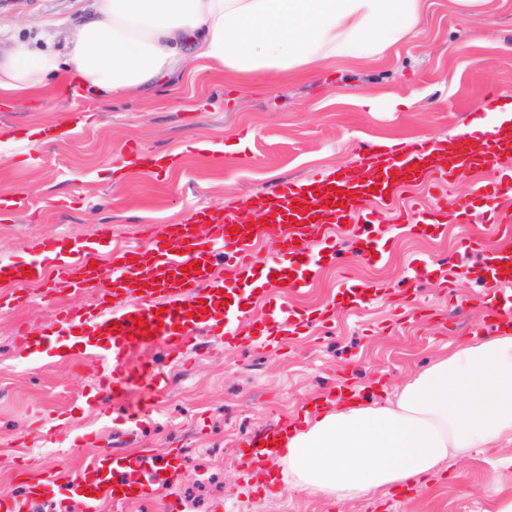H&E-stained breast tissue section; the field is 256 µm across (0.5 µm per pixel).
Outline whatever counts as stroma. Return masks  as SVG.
Masks as SVG:
<instances>
[{"label":"stroma","instance_id":"stroma-1","mask_svg":"<svg viewBox=\"0 0 512 512\" xmlns=\"http://www.w3.org/2000/svg\"><path fill=\"white\" fill-rule=\"evenodd\" d=\"M92 3L0 0V41L22 38L62 49L70 26ZM67 85L61 76L25 103L0 99L1 128H74L34 149L14 143L10 156L0 158V194L27 201L20 210L0 209V259L23 260L36 238L95 240L101 224L112 227V247H125L137 242L143 226L182 224L205 207L232 212L243 197L276 182L353 167L368 143L451 139L491 99L512 105V0H485L469 15L453 0H426L421 26L383 55L333 61L273 82L200 70L105 100ZM363 92L374 107L359 103ZM132 145L178 158L160 174L117 169ZM459 232L450 222L424 235L398 236L379 260L358 257L334 232V258L301 294L268 280L267 249L258 246L254 285L242 286L227 303L231 310L246 307L249 324L268 322L272 297L297 311L331 306L345 265L354 282L378 287L381 299L340 313L335 324L250 347L228 350L210 339L182 381L161 393L134 373L117 398L104 400L89 375L74 372L76 362L92 357L95 329L83 327L87 342L77 346L71 334H57L56 310L94 307L96 296L64 293L0 312V490L18 491L25 459L72 470L91 454L145 447L160 457L183 453L178 495L191 501L193 512L219 505L226 512H499L512 500L507 440L491 453L442 463L431 487L415 496L379 493L345 504L289 490L288 467L276 461L270 464L276 488L253 494V476L238 465L249 437L295 424L306 404L335 391L341 376L366 399L381 400L376 381L389 388L407 381L480 325L483 312L475 307L444 326L393 322L397 292L419 258L430 260V274L420 281L425 301L445 303L439 273L456 258ZM21 324L50 334L41 360L16 345ZM148 398L156 410L138 438L115 434L113 418ZM61 422L79 444L57 448L44 440V429ZM85 434L92 442H82Z\"/></svg>","mask_w":512,"mask_h":512}]
</instances>
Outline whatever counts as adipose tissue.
Masks as SVG:
<instances>
[{"mask_svg":"<svg viewBox=\"0 0 512 512\" xmlns=\"http://www.w3.org/2000/svg\"><path fill=\"white\" fill-rule=\"evenodd\" d=\"M425 0H96L63 52L0 50V98L22 102L59 72L93 96L148 88L184 59L238 76L382 55L420 25ZM512 439V333L458 342L395 401L321 409L280 442L288 484L338 502L425 483L443 462Z\"/></svg>","mask_w":512,"mask_h":512,"instance_id":"ef3b65f1","label":"adipose tissue"}]
</instances>
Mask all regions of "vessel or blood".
<instances>
[{
    "instance_id": "obj_1",
    "label": "vessel or blood",
    "mask_w": 512,
    "mask_h": 512,
    "mask_svg": "<svg viewBox=\"0 0 512 512\" xmlns=\"http://www.w3.org/2000/svg\"><path fill=\"white\" fill-rule=\"evenodd\" d=\"M457 152L440 158V141L421 137L411 143L397 144L376 153L373 160L357 170L337 171L336 175L315 174L305 181H284L267 189L253 210V221L237 216L216 217L202 209L198 218L209 219L210 232L197 237L191 225L160 224L148 226L137 245L113 251L107 264L91 263L90 244L52 239L32 241L25 260L0 262V274L11 273L13 282H42L47 292H97L109 287L127 298L122 311L111 302L100 300L95 313L62 308L57 323L65 327L91 319L98 326L113 325L112 346L81 363L80 372L91 375L99 393L111 395L129 377L127 349L132 340L163 345L167 355L181 359L188 349L200 346L201 336L223 338L229 348L251 344V334H244L225 324L222 318L208 320L202 329L173 331L174 322L190 309L201 294L214 288H232L231 279L215 281L210 268L223 264L232 276L249 271L257 243H268L275 268L289 272L288 285L298 288V269L318 268L321 254L309 251L307 242L325 225L360 216L363 232L359 234L356 253L370 257L378 246L373 233L382 224L383 209L395 205L396 228L418 233L431 223L434 214H452L459 224H482L500 241L492 250L484 249L480 238L463 235V252L478 251L482 262L478 278L485 287L479 304L484 312L481 335L489 336L505 326L512 327V212L504 207L512 199V141L500 135L497 124L483 113L474 114L457 135ZM492 175L490 184L479 185L474 197L454 202L438 199L435 209L416 205L401 206L400 193L415 184L439 189L473 170ZM153 253L154 271L138 267L137 257ZM198 269H191V262ZM342 299L355 307L378 300L377 288L367 284L343 283ZM144 326H135V318ZM267 434L250 438V454L243 463L248 471L264 470L275 451L268 448ZM180 453L157 457L151 449L131 452H101L73 471L45 470L25 482L23 494L0 493V512H25L29 499L43 495L58 501L82 498L87 512H97L102 502L122 505L131 495L150 497L162 471L180 468Z\"/></svg>"
}]
</instances>
